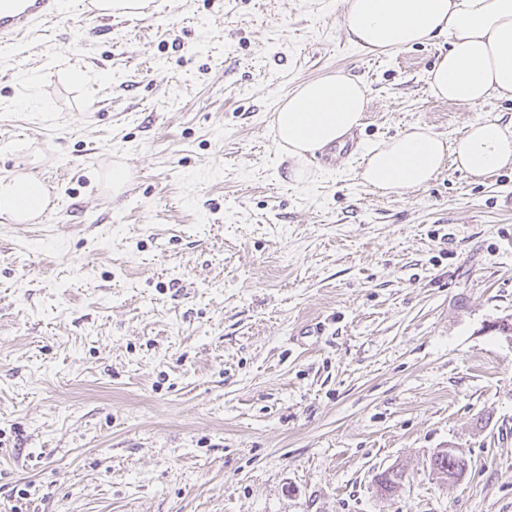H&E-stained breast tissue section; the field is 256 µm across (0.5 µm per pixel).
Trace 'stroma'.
Masks as SVG:
<instances>
[{
	"instance_id": "35a3bbf8",
	"label": "stroma",
	"mask_w": 512,
	"mask_h": 512,
	"mask_svg": "<svg viewBox=\"0 0 512 512\" xmlns=\"http://www.w3.org/2000/svg\"><path fill=\"white\" fill-rule=\"evenodd\" d=\"M343 13L150 0L0 48V173L50 196L0 217V512H512V166L382 197L354 152L296 185L271 128L339 70L364 144L512 98H435L447 41L368 55ZM453 449L447 448V450H443V457L441 459L438 458L437 467L434 468V464L432 463V458L430 461L431 471L436 474L439 478L444 479H455L461 477L465 471L466 467V459L464 457H459L451 453Z\"/></svg>"
}]
</instances>
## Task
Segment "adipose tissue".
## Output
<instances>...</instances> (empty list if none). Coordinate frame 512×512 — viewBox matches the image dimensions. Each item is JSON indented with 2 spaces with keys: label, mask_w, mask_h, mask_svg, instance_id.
Instances as JSON below:
<instances>
[{
  "label": "adipose tissue",
  "mask_w": 512,
  "mask_h": 512,
  "mask_svg": "<svg viewBox=\"0 0 512 512\" xmlns=\"http://www.w3.org/2000/svg\"><path fill=\"white\" fill-rule=\"evenodd\" d=\"M350 43L387 54L446 38L431 70L433 96L471 105L512 94V0H345ZM368 100L361 82L338 73L299 84L272 116L279 147L298 161L292 177L306 181L301 163L359 127ZM364 185L388 194L426 187L445 163L473 177L512 164V128L498 120L470 122L455 139L415 124L369 145ZM48 196L32 173L0 178V216L20 222L46 208Z\"/></svg>",
  "instance_id": "ef3b65f1"
}]
</instances>
